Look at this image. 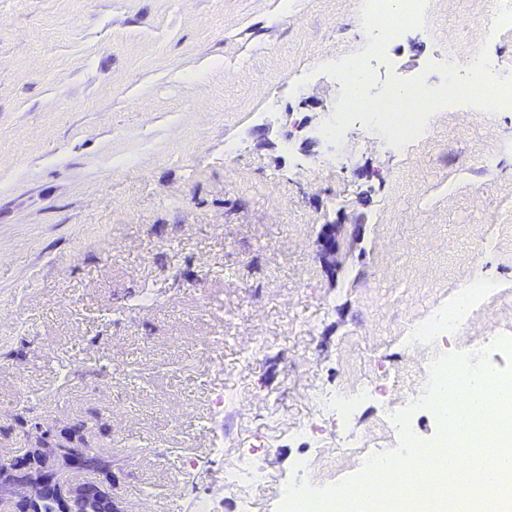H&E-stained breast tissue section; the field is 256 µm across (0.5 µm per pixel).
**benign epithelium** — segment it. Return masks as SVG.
Wrapping results in <instances>:
<instances>
[{"label": "benign epithelium", "mask_w": 512, "mask_h": 512, "mask_svg": "<svg viewBox=\"0 0 512 512\" xmlns=\"http://www.w3.org/2000/svg\"><path fill=\"white\" fill-rule=\"evenodd\" d=\"M342 225L324 224L317 237L318 256L336 266ZM84 449L56 444L46 433L39 444L21 455L0 459V512H37L42 502L66 495H88L89 482L77 478Z\"/></svg>", "instance_id": "obj_1"}]
</instances>
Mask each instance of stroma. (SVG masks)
Returning a JSON list of instances; mask_svg holds the SVG:
<instances>
[{
  "label": "stroma",
  "mask_w": 512,
  "mask_h": 512,
  "mask_svg": "<svg viewBox=\"0 0 512 512\" xmlns=\"http://www.w3.org/2000/svg\"><path fill=\"white\" fill-rule=\"evenodd\" d=\"M280 2L0 0V455L84 424L122 512H239L241 448L267 476L253 512H279L314 389L402 396L406 319L479 272L512 290V112L450 107L410 153L360 127L324 140L341 91L304 69L357 44L360 3ZM428 18L365 70L373 96L445 82L433 58L489 3ZM330 223L360 228L332 270ZM228 387L241 407L214 411ZM384 416L370 399L319 437ZM341 229V224H325L322 225L317 237L319 259L328 267L336 266V255L340 250Z\"/></svg>",
  "instance_id": "1"
}]
</instances>
